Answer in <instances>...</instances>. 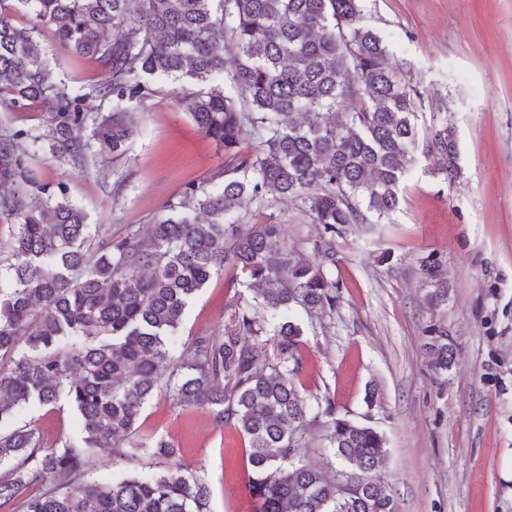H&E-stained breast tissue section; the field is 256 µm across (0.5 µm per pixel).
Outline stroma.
Listing matches in <instances>:
<instances>
[{
	"label": "stroma",
	"mask_w": 512,
	"mask_h": 512,
	"mask_svg": "<svg viewBox=\"0 0 512 512\" xmlns=\"http://www.w3.org/2000/svg\"><path fill=\"white\" fill-rule=\"evenodd\" d=\"M366 22L389 38L392 63L427 91L419 129L447 116L454 125L461 176L447 184L419 158L397 211L379 224H356L334 245L330 276L336 308L294 307L304 331L300 382L330 397L340 417L369 421L387 440L382 474L397 512H512V0H366ZM35 28L43 57L68 90L89 92L101 77L91 58L62 53L53 32ZM162 79L134 101L137 132L119 156L89 154L83 167L54 156L52 116L42 105L19 111L0 103V140L24 129L43 148L30 161L48 188L65 183L103 240L146 230L167 201L210 180L224 149L198 129ZM248 224L278 221L289 245L311 253L322 228L291 202L249 213ZM434 259L448 286L439 307L426 300L421 263ZM252 292L235 269L212 276L185 310L188 339L222 336L232 306ZM448 333L454 361L430 367L423 329ZM373 405H366L367 391ZM25 419L47 444L81 437L66 402L30 410ZM138 435L163 438L184 463L203 468L212 512H255L248 443L237 428L215 426L210 413L156 394Z\"/></svg>",
	"instance_id": "35a3bbf8"
}]
</instances>
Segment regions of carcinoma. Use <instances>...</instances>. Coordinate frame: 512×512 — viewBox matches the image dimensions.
<instances>
[{
  "label": "carcinoma",
  "instance_id": "carcinoma-1",
  "mask_svg": "<svg viewBox=\"0 0 512 512\" xmlns=\"http://www.w3.org/2000/svg\"><path fill=\"white\" fill-rule=\"evenodd\" d=\"M363 2L0 0V96L18 109L47 104L53 152L76 167L94 143L123 154L136 133L129 102L166 78L185 82L178 102L227 159L210 185L188 186L146 233L92 252L99 228L64 183L50 192L29 166L39 137L9 135L0 210L17 232L0 267V425L63 400L83 436L47 448L27 424L0 429V507L210 512L203 477L177 448L137 438L144 407L164 388L175 404L206 408L217 426L240 430L260 512H397L382 475L385 436L303 391V329L291 316L295 306L336 307L333 241L397 209L417 155L433 159L431 174L445 183L461 175L454 127L443 119L420 135V93L365 22ZM22 8L52 29L60 49L104 71L95 93L112 97V113L92 130L93 96L71 95L33 29L11 22ZM246 140L253 148L243 152ZM270 195L299 203L322 226L317 261L289 251L278 222L242 223ZM226 266L252 282V301L234 308L222 338L181 340L189 301ZM422 271L437 306L448 296L438 265L427 260ZM425 333L433 369L448 371V334ZM321 417L327 466L315 468L297 454ZM97 449L126 461L144 451L158 470L91 480Z\"/></svg>",
  "mask_w": 512,
  "mask_h": 512
}]
</instances>
